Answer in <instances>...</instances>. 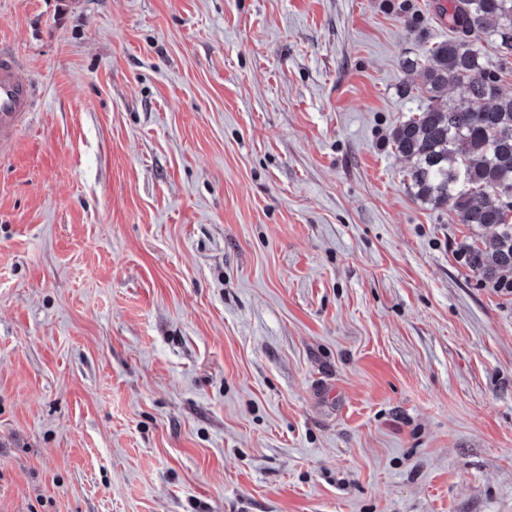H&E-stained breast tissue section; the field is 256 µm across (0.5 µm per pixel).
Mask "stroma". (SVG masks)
<instances>
[{
  "mask_svg": "<svg viewBox=\"0 0 512 512\" xmlns=\"http://www.w3.org/2000/svg\"><path fill=\"white\" fill-rule=\"evenodd\" d=\"M432 0H0V512H512L494 230L392 128ZM32 84L16 57L0 50V157L14 141L15 132L30 112Z\"/></svg>",
  "mask_w": 512,
  "mask_h": 512,
  "instance_id": "1",
  "label": "stroma"
}]
</instances>
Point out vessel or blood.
<instances>
[{
    "instance_id": "vessel-or-blood-1",
    "label": "vessel or blood",
    "mask_w": 512,
    "mask_h": 512,
    "mask_svg": "<svg viewBox=\"0 0 512 512\" xmlns=\"http://www.w3.org/2000/svg\"><path fill=\"white\" fill-rule=\"evenodd\" d=\"M31 99L32 84L23 76L16 57L0 50V157L29 114Z\"/></svg>"
}]
</instances>
